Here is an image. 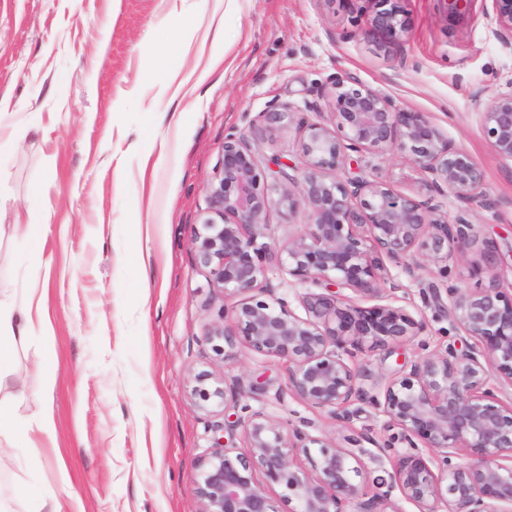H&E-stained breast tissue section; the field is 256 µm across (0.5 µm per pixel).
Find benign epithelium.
I'll use <instances>...</instances> for the list:
<instances>
[{"label":"benign epithelium","instance_id":"obj_1","mask_svg":"<svg viewBox=\"0 0 512 512\" xmlns=\"http://www.w3.org/2000/svg\"><path fill=\"white\" fill-rule=\"evenodd\" d=\"M368 2L374 8L366 34L384 48L402 43L408 29L402 0ZM491 2L498 37L512 47V0ZM332 87L336 128L323 122L303 128L305 167L286 188L268 183L245 137L224 138L192 244L209 269L214 296L236 301L219 307L206 340L214 363L232 358L239 345L279 358L288 393L338 421L354 402L370 403L386 417L388 436L378 450L390 468L374 474L353 451L360 445L354 433L329 440L308 432L307 421L285 429L265 411L251 410L228 425L240 431L242 445L220 441L197 461L201 512H279L278 499L291 505L289 512H399L395 490L416 512H512V460L503 455L512 451V401L499 396L512 387V293L499 287L496 257H486V287L460 288L448 276L475 237L467 211L450 221L440 203L397 193L384 180L333 176L350 151L395 148L432 191L468 205L485 197L484 171L427 113L401 110L349 77H336ZM482 123L490 148L512 162V83L482 112ZM274 206L301 208L308 218L282 250L270 243ZM421 258L445 280L447 311L475 345L460 353L449 344L421 356L372 394L361 385L365 349L425 329L392 302L400 284L391 270L413 278ZM275 269L299 284L324 281L377 303L360 306L310 291L299 296L300 314L276 294ZM188 388L208 415L237 407L245 393L240 379L210 369L194 372ZM302 455L309 472L295 465ZM371 485L383 492L369 495Z\"/></svg>","mask_w":512,"mask_h":512}]
</instances>
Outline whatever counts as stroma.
I'll return each instance as SVG.
<instances>
[{
  "instance_id": "35a3bbf8",
  "label": "stroma",
  "mask_w": 512,
  "mask_h": 512,
  "mask_svg": "<svg viewBox=\"0 0 512 512\" xmlns=\"http://www.w3.org/2000/svg\"><path fill=\"white\" fill-rule=\"evenodd\" d=\"M402 45L379 49L365 34L366 0H0V294L30 308L35 329L17 343L11 368L56 372L51 399L0 405L20 422L52 413L55 441L31 469L14 429L0 431V504L32 512L30 488L70 474L85 512H199L195 462L222 437V417L187 393L211 351L216 315L209 275L192 237L205 186L224 138L244 136L265 173L304 163L303 125L334 123L335 76L355 78L403 110L428 113L485 172L495 203L472 205L477 238L453 283L480 288L484 255L495 251L502 287L512 286V162L487 143L482 114L512 83L491 0H405ZM194 72L182 114L166 78ZM289 121L266 124V112ZM345 176H378L420 200L430 191L397 151L353 153ZM47 223L38 243L12 237L14 224ZM439 278L421 268L401 277L402 304L426 328L412 341L367 350L365 388L396 376L404 360L471 339L430 292ZM227 377L267 386L243 404L283 423L308 421L315 434L361 433L360 456L379 466L385 418L350 406L327 412L273 393L285 388L282 361L237 347Z\"/></svg>"
}]
</instances>
